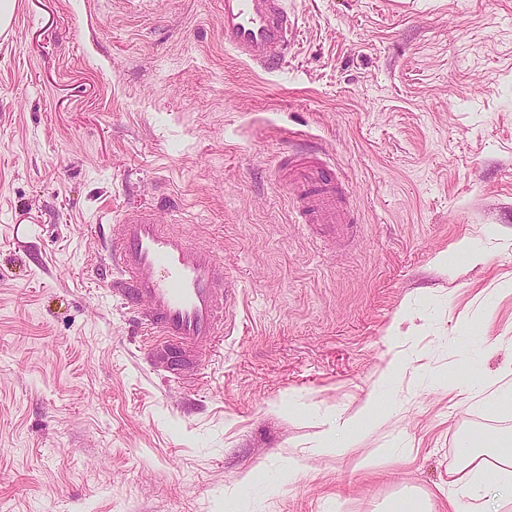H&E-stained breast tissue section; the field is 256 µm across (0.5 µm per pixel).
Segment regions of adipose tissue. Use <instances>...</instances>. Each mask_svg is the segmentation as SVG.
<instances>
[{
	"label": "adipose tissue",
	"instance_id": "1",
	"mask_svg": "<svg viewBox=\"0 0 512 512\" xmlns=\"http://www.w3.org/2000/svg\"><path fill=\"white\" fill-rule=\"evenodd\" d=\"M386 411L383 395L377 388L370 389L351 414L337 418L325 431L324 439L344 443ZM491 474L496 476L500 491L512 501V439L498 434L465 438L458 462L450 472L448 512H459V500L463 497L470 500L473 512H487V477Z\"/></svg>",
	"mask_w": 512,
	"mask_h": 512
}]
</instances>
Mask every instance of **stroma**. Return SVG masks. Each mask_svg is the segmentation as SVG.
I'll return each instance as SVG.
<instances>
[{"instance_id":"obj_1","label":"stroma","mask_w":512,"mask_h":512,"mask_svg":"<svg viewBox=\"0 0 512 512\" xmlns=\"http://www.w3.org/2000/svg\"><path fill=\"white\" fill-rule=\"evenodd\" d=\"M289 3L295 41L263 72L225 50L220 0H17L0 512H382L447 485L470 428L512 433L484 400L512 369V0ZM294 137L349 181L350 246L291 223L275 161ZM164 192L240 286L199 388L153 370L101 277L97 224ZM395 354L392 415L318 449Z\"/></svg>"}]
</instances>
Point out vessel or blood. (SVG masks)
Returning a JSON list of instances; mask_svg holds the SVG:
<instances>
[{
	"label": "vessel or blood",
	"instance_id": "vessel-or-blood-1",
	"mask_svg": "<svg viewBox=\"0 0 512 512\" xmlns=\"http://www.w3.org/2000/svg\"><path fill=\"white\" fill-rule=\"evenodd\" d=\"M224 46L240 60L277 68L296 36L287 0H223ZM297 224L327 246L352 242L358 218L342 171L314 149L279 163ZM100 242L115 276L108 286L147 337L150 358L183 387L196 385L201 357L218 355L239 293L212 244L175 230L151 206L123 210L102 225Z\"/></svg>",
	"mask_w": 512,
	"mask_h": 512
}]
</instances>
